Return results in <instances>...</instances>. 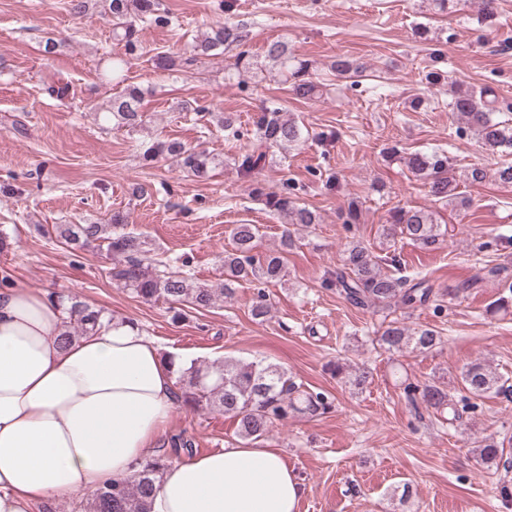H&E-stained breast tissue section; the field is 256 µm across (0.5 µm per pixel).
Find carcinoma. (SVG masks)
<instances>
[{"label": "carcinoma", "mask_w": 512, "mask_h": 512, "mask_svg": "<svg viewBox=\"0 0 512 512\" xmlns=\"http://www.w3.org/2000/svg\"><path fill=\"white\" fill-rule=\"evenodd\" d=\"M112 17V29L123 45L121 53H108L102 78L109 83L123 85L105 108L99 112L104 128H124L130 133L140 131L146 124L141 110L144 89L127 83L126 72L130 60L144 53L141 39L144 29L165 26L171 17L162 0H106ZM243 41L240 27L232 22L211 29L203 39L194 41L182 54L160 52L152 57L156 68L179 71L196 65L201 58L216 55L227 47ZM268 63L280 74H289L292 94L302 100L320 95L319 85L309 77L308 63L296 59L284 39L265 43L262 59L247 51L236 55L235 62L224 69V80L231 81L243 71L260 69ZM448 111L471 130L493 153L512 155V120L502 118L498 94L490 86L480 90L459 89L448 102ZM278 102L269 101L255 121L250 148L238 157V170L246 177L260 173L269 163L270 150L274 147H291L301 142L302 130L292 119L282 116ZM224 136L239 141L245 136L233 114L220 120ZM165 156L184 173L197 180L210 177L215 160L204 150H197L185 143L170 139L154 141L145 146L142 160L151 164ZM408 168L428 185L434 201H453L460 198L456 176L449 171L448 156L444 153H416L409 157ZM493 177L503 184H512V162H503L489 172L481 167L472 168L466 175L472 183H482ZM253 192L266 197V203L282 214L289 224L309 226L320 223L316 212L297 204L293 198L288 177L282 178L281 192H264L259 182H254ZM126 217L115 212L107 224H54L52 232L62 244L73 251L96 249L112 256L110 275L122 287L146 301H164L171 305L173 319L179 320L189 310L201 311L215 306L223 298L233 295L231 285L239 282L277 283L285 277V258L280 252L264 256L253 253L258 228L253 224H239L232 232L233 249L224 252V284L213 288L192 284V275L186 264L169 265L147 256V242L126 230ZM382 238L391 243L397 237L413 241L424 247L439 242L442 231L434 223L432 212L422 208L400 209L392 223L382 226ZM382 258L360 242L351 243L345 250L341 263L328 271L322 281L325 288L336 290L348 302L364 309H385L396 301L406 308L433 304L435 314L447 310L443 301L424 279L410 280L405 276L394 277L382 270ZM105 311L76 298L70 299L68 321L62 340L95 331ZM378 341L390 353L405 351L425 353L440 343L441 337L433 329H409L397 320L390 321ZM336 376L348 375L356 387L365 384L368 371L362 369L348 373L347 366L336 360L332 363ZM175 384L185 406L192 409L206 408L224 413L237 424L236 434L247 444H254L266 437L274 423L285 421L291 415L316 417L327 413L333 401L323 391L304 390L288 371L274 364L243 363L224 360L222 363L197 364L177 372ZM415 409L448 413V423L462 419L463 414L478 407V401L491 396H504L512 401V383L492 371L481 361L465 365L458 389L451 392L437 385H419L407 382L403 387ZM479 462L490 468H512V461L503 459V445L494 440L486 441L477 449ZM171 464L166 454L155 455L136 464L137 472L130 482H108L99 487L88 499L84 512H150L151 500L157 483Z\"/></svg>", "instance_id": "obj_1"}]
</instances>
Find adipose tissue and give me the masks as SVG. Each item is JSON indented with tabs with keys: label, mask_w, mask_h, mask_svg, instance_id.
<instances>
[{
	"label": "adipose tissue",
	"mask_w": 512,
	"mask_h": 512,
	"mask_svg": "<svg viewBox=\"0 0 512 512\" xmlns=\"http://www.w3.org/2000/svg\"><path fill=\"white\" fill-rule=\"evenodd\" d=\"M47 294L0 288V512L133 479L177 406L174 366L126 321L62 343ZM303 487L273 448L241 444L164 472L151 512H299Z\"/></svg>",
	"instance_id": "adipose-tissue-1"
}]
</instances>
